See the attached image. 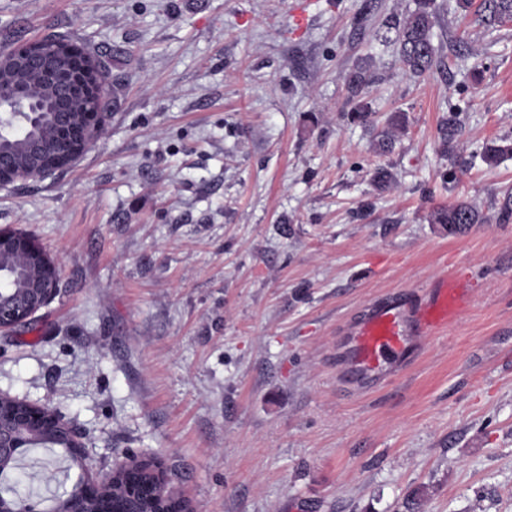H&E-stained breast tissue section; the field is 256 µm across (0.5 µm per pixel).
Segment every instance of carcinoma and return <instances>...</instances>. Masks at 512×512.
I'll return each mask as SVG.
<instances>
[{"label":"carcinoma","instance_id":"carcinoma-1","mask_svg":"<svg viewBox=\"0 0 512 512\" xmlns=\"http://www.w3.org/2000/svg\"><path fill=\"white\" fill-rule=\"evenodd\" d=\"M432 0H420L418 8L406 15L395 28L398 33L399 61L403 68L415 76L430 73L438 66L437 50L433 44V13L430 11ZM480 21L487 26H503L512 22V0H481L478 6ZM348 91L356 97L365 87L372 83L370 76L363 71H353L346 77ZM55 92L48 87H41L40 113L37 123L25 136L9 133L0 137V152L18 157L28 155L32 145L46 149L52 145V130L55 128L53 99ZM442 131L446 139L453 140L462 131L460 114L448 113L442 121ZM511 153L512 144L485 147L482 159L492 166L501 157ZM431 222L448 228L453 235L466 231L471 225L480 222L478 211L469 203L461 201L451 206L440 207L431 214ZM31 272L26 257L21 254H0V302L20 296L28 288Z\"/></svg>","mask_w":512,"mask_h":512}]
</instances>
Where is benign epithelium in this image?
Listing matches in <instances>:
<instances>
[{
	"mask_svg": "<svg viewBox=\"0 0 512 512\" xmlns=\"http://www.w3.org/2000/svg\"><path fill=\"white\" fill-rule=\"evenodd\" d=\"M34 50L28 54V50ZM8 53H0V134L20 123L32 121L31 104L18 91L15 73L23 68L37 78L51 72L59 63L75 54L65 41L45 39ZM71 90L85 99L104 101L107 79L94 61H89L81 74L67 77ZM58 138L60 149L53 162L29 168L14 156L0 153V187L31 178L44 177L63 168L89 151L103 134L104 112H74V101L64 103L59 113ZM0 253H21L31 266L39 271L27 293L0 303V330L24 326L34 319L36 312L57 294L59 273L56 261L31 235L10 228H0ZM50 430L57 435L80 460L86 459L84 445L73 427L56 410L18 397L0 396V465L17 459V449L30 435ZM123 467L138 470L148 479L130 483L126 487L124 512H140L137 504L144 497L142 490L150 491L157 503L156 512H188L187 500L168 485L160 469L145 460L132 459ZM112 476L95 478L88 474L79 484L76 494L69 497L65 512H112ZM0 512H35L27 501L0 494Z\"/></svg>",
	"mask_w": 512,
	"mask_h": 512,
	"instance_id": "1",
	"label": "benign epithelium"
}]
</instances>
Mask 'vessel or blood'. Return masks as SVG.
Returning a JSON list of instances; mask_svg holds the SVG:
<instances>
[{
	"label": "vessel or blood",
	"instance_id": "obj_1",
	"mask_svg": "<svg viewBox=\"0 0 512 512\" xmlns=\"http://www.w3.org/2000/svg\"><path fill=\"white\" fill-rule=\"evenodd\" d=\"M470 292L466 277H441L417 304H410L402 293L375 302L364 319L339 339L347 373L365 382L398 367L411 348L466 312Z\"/></svg>",
	"mask_w": 512,
	"mask_h": 512
}]
</instances>
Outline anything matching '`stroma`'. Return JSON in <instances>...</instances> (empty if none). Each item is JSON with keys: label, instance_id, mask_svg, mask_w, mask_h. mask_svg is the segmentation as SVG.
<instances>
[{"label": "stroma", "instance_id": "stroma-1", "mask_svg": "<svg viewBox=\"0 0 512 512\" xmlns=\"http://www.w3.org/2000/svg\"><path fill=\"white\" fill-rule=\"evenodd\" d=\"M417 4L0 0V52L65 35L109 79L95 146L0 188V227L59 269L0 331V392L58 410L89 458L32 447L0 482L53 512L135 455L193 512H512V157L481 158L512 140V22L434 0L416 77L390 21ZM354 70L374 125L347 117ZM457 201L482 221L451 235L430 215ZM456 273L467 312L376 386L347 376L346 325Z\"/></svg>", "mask_w": 512, "mask_h": 512}]
</instances>
